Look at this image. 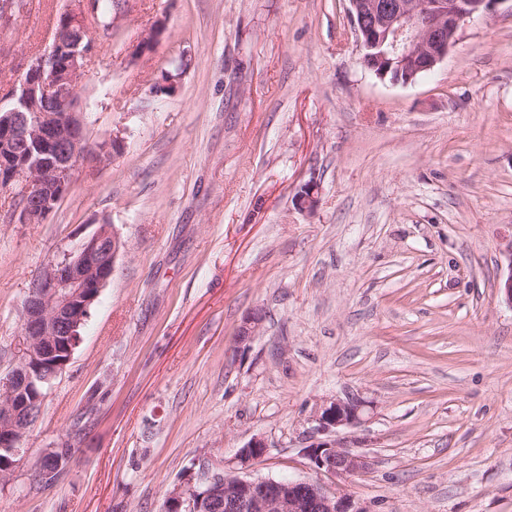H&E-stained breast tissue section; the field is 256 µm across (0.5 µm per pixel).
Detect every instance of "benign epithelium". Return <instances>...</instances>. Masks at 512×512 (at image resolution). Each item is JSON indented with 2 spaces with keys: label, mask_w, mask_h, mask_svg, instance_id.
<instances>
[{
  "label": "benign epithelium",
  "mask_w": 512,
  "mask_h": 512,
  "mask_svg": "<svg viewBox=\"0 0 512 512\" xmlns=\"http://www.w3.org/2000/svg\"><path fill=\"white\" fill-rule=\"evenodd\" d=\"M503 0H349L362 65L379 78L392 68L412 82L448 57L463 24L492 15ZM94 0H68L52 41L32 57L10 96L0 105V188L15 190L16 201L6 216L9 224H42L69 191L78 164H102L119 152L115 134L94 146L86 143L85 120L77 111L79 86L96 45L84 39L94 17ZM15 0H0V29L16 19ZM298 206L312 210L318 184L305 183ZM125 243L109 224H100L59 259L50 261L30 284L23 306L17 362L0 379V453L21 455L23 442L38 414L44 389L65 366L48 369L49 360L72 354L79 329L112 276ZM506 272L498 289L512 304V241L505 248ZM259 318H245L238 342L249 345ZM365 402L359 398L326 399L311 416V443L304 454L311 467L339 481L371 469L370 459L351 449L358 441L338 437L343 429L364 422ZM267 442L253 436L236 455V465L208 477L196 487L187 482L171 490L166 512H368L340 486L329 492L310 480L247 478L242 471L261 460ZM67 454L51 448L39 472L54 475Z\"/></svg>",
  "instance_id": "1"
}]
</instances>
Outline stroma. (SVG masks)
<instances>
[{
    "mask_svg": "<svg viewBox=\"0 0 512 512\" xmlns=\"http://www.w3.org/2000/svg\"><path fill=\"white\" fill-rule=\"evenodd\" d=\"M65 0L0 29V92ZM349 0H113L79 89V165L42 224L0 223V376L31 281L111 225L126 248L47 390L0 512H161L255 435L246 474L334 490L317 402L367 403L368 512H512V5L408 85L360 62ZM150 52L130 50L156 21ZM319 186L314 210L295 196ZM260 319L250 347L237 331ZM68 443L52 479L36 463Z\"/></svg>",
    "mask_w": 512,
    "mask_h": 512,
    "instance_id": "stroma-1",
    "label": "stroma"
}]
</instances>
